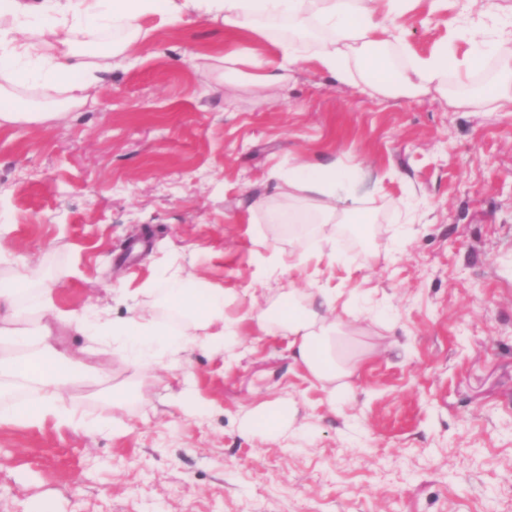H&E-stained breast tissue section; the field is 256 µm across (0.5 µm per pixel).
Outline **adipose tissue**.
<instances>
[{
    "mask_svg": "<svg viewBox=\"0 0 512 512\" xmlns=\"http://www.w3.org/2000/svg\"><path fill=\"white\" fill-rule=\"evenodd\" d=\"M418 0H0V127L58 119L94 101L104 73L130 57L132 45L151 34L146 20L157 27L178 28L191 18L222 24L268 37L278 23L292 28L309 25L324 30L318 43L319 67L343 81L361 76L377 92L394 85L422 91L440 82L456 66L447 49L407 57L402 72H394L386 46L401 43L399 17ZM54 92L34 104V81ZM354 166L336 158L304 163L281 177L279 189L292 198L319 203L325 224H362L360 209L339 206L342 187L355 176ZM256 254L266 276L280 277L310 261H322L323 251L291 257L256 238ZM164 305L177 321L132 314L113 319L100 314L65 316L67 326L86 336L96 353L116 354L137 367H165L190 349L223 351L236 343L238 319L226 309L230 297L220 288L198 285L174 270L163 291ZM336 293L329 288L311 292L289 289L254 316L259 329L290 336L297 365L328 392L344 396L353 367L346 353L347 336L336 320ZM45 323L20 306L12 283L0 281V394L17 386L32 390L28 403L1 404L0 423L26 418L41 424L70 426L75 417L61 404L72 363L48 339Z\"/></svg>",
    "mask_w": 512,
    "mask_h": 512,
    "instance_id": "obj_1",
    "label": "adipose tissue"
}]
</instances>
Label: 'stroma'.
<instances>
[{
  "mask_svg": "<svg viewBox=\"0 0 512 512\" xmlns=\"http://www.w3.org/2000/svg\"><path fill=\"white\" fill-rule=\"evenodd\" d=\"M408 52L450 44L449 27L512 36V0H427L400 18ZM299 64L258 88L206 55L272 63L273 40L199 19L152 33L134 64L103 75L95 104L50 124L0 129V279L21 303L37 270L52 289L51 340L77 361L84 336L57 313L160 311L170 266L235 294L229 352L194 349L165 368L102 359L64 395L81 425L0 424V512H512V111L371 93L293 40ZM338 157L356 164L344 206L372 222L353 248L340 225L286 223L311 201L272 176ZM288 254L332 243L333 266L258 276L252 241ZM151 283L154 292L140 288ZM336 290L363 360L330 404L287 337L251 317L282 291ZM190 388L199 412L179 405ZM287 401V434L243 427Z\"/></svg>",
  "mask_w": 512,
  "mask_h": 512,
  "instance_id": "obj_1",
  "label": "stroma"
}]
</instances>
